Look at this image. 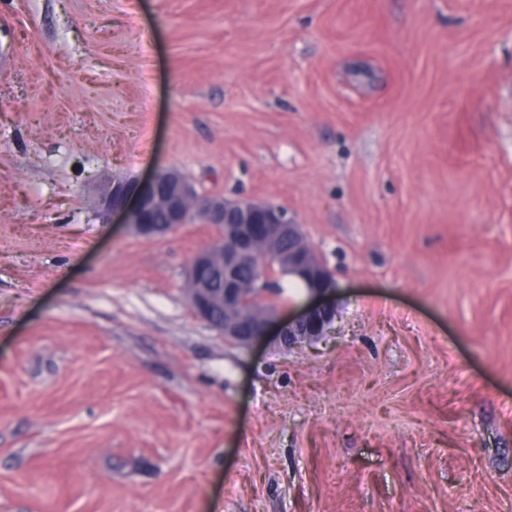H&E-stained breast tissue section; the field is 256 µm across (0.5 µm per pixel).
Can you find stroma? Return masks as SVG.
<instances>
[{
  "mask_svg": "<svg viewBox=\"0 0 512 512\" xmlns=\"http://www.w3.org/2000/svg\"><path fill=\"white\" fill-rule=\"evenodd\" d=\"M167 168L287 209L334 334L95 216ZM0 512H512V0H0Z\"/></svg>",
  "mask_w": 512,
  "mask_h": 512,
  "instance_id": "35a3bbf8",
  "label": "stroma"
}]
</instances>
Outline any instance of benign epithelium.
<instances>
[{"label":"benign epithelium","instance_id":"7a95c632","mask_svg":"<svg viewBox=\"0 0 512 512\" xmlns=\"http://www.w3.org/2000/svg\"><path fill=\"white\" fill-rule=\"evenodd\" d=\"M94 208L101 218L125 224L145 239L170 233L192 212L209 224L221 225V237L192 259L187 279L193 312L225 339L248 349L271 336L283 347L301 348L334 333L336 279L284 209L201 195L173 168L141 181L112 182L97 196ZM159 210L167 215L163 224L156 220ZM261 258L274 260L305 285L306 300L297 310L284 315L279 307L263 303L269 291L263 276L255 281V299L240 286V268ZM218 309L224 311L220 321L214 317Z\"/></svg>","mask_w":512,"mask_h":512}]
</instances>
